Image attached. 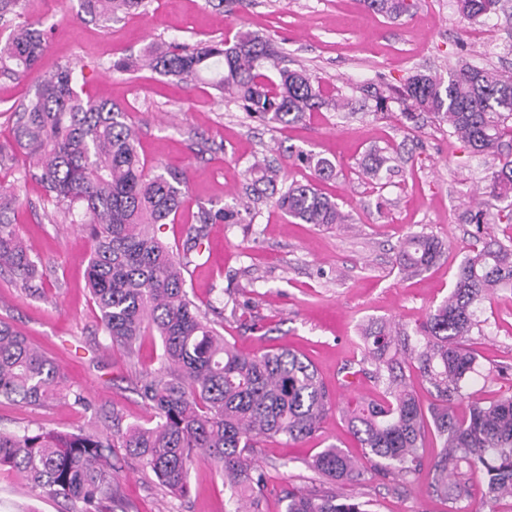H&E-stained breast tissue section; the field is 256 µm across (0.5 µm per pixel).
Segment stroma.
<instances>
[{
	"mask_svg": "<svg viewBox=\"0 0 512 512\" xmlns=\"http://www.w3.org/2000/svg\"><path fill=\"white\" fill-rule=\"evenodd\" d=\"M410 11L389 18L360 0H150L145 12L103 25L80 10L79 0H24L22 17L52 25L47 47L32 73L0 80V189L20 201L10 214L24 242L46 262L37 295L24 293L8 271L0 272V319L39 345L62 369L65 384L81 390L89 407L59 400L47 407L0 400V429L42 426L65 432H100L112 425L145 424L152 412L138 392L142 372L156 368L158 338L146 337L137 356L112 347L87 286L91 240L70 223L49 222L53 206L42 187L22 181L24 157L15 139L13 105L30 98L42 76L75 66L83 95L108 100L128 112L140 133L148 167L185 173L186 211L163 226L161 237L181 249L198 208H219L244 196L249 166L267 158L285 182L310 179L296 151L335 160L337 176L322 183L350 216L349 223L318 226L285 216L273 200L256 203L252 224H212L203 257L187 277L190 298L242 353L288 347L317 369L335 407L320 431L298 443L268 440L253 458L265 472L263 512H285L291 491L327 488L310 468L313 456L334 444L356 458L364 450L341 410L380 394L368 374L344 380V369L363 357L360 326L387 321L415 330L447 298L459 264L477 242L467 217L489 198L491 168L512 159V138L500 155L474 153L448 134L432 113L415 120L398 107L379 112L366 86L398 87L415 73L448 76L462 63L512 72V0L478 20H463L453 0H413ZM265 37L289 68H303L345 109L311 113L299 124L271 127L248 117L211 89L186 85L144 70L110 71L113 58L138 53L154 38L192 43L219 40L239 30ZM394 161L381 181L363 178L358 165L373 149ZM424 232L444 243L429 270L407 276L396 264L401 240ZM479 331L465 342L476 358L465 391L494 401L512 395V291H491L480 305ZM441 447L426 432L419 476L402 478L365 464L344 491L367 502L370 512H450L428 486ZM117 501L112 512H233L235 504L214 464L196 461L186 495L176 497L126 455L117 462ZM0 474V512H68Z\"/></svg>",
	"mask_w": 512,
	"mask_h": 512,
	"instance_id": "stroma-1",
	"label": "stroma"
}]
</instances>
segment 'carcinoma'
Segmentation results:
<instances>
[{"instance_id": "obj_1", "label": "carcinoma", "mask_w": 512, "mask_h": 512, "mask_svg": "<svg viewBox=\"0 0 512 512\" xmlns=\"http://www.w3.org/2000/svg\"><path fill=\"white\" fill-rule=\"evenodd\" d=\"M23 0H0V22L12 24L0 40V77L18 79L33 71L47 44L38 23L16 22ZM498 0H455L457 12L474 20L495 9ZM370 10L400 17L408 0H363ZM148 0H81L83 11L107 24ZM109 68L120 74L153 70L185 84H205L221 98H233L248 116L275 125L302 121L322 108L338 109L305 69L281 65L261 37L239 31L233 38L194 44L161 42L137 57H121ZM380 110L393 100L408 120L431 112L450 133L477 152L493 154L512 133V74L464 65L448 80L409 76L396 97L373 91ZM16 143L25 156L22 179L40 183L47 197L63 207L70 223L92 241L87 258L88 288L101 326L112 345L134 353L150 332L161 340L160 367L145 372L139 394L152 411V425L121 426L112 435L64 433L41 427L22 433L0 431V471L41 496L63 500L72 512H106L116 495L112 456L123 448L170 493H187L186 475L200 458L210 459L235 498L234 512H261L266 480L253 461L264 439L298 441L314 435L333 403L311 364L288 350L244 355L224 339L189 298L184 272L201 253L210 224H243L238 202L202 208L176 254L156 234L185 209L189 190L184 174L147 168L138 151L127 112L110 101L82 97L73 66L64 64L45 77L33 97L14 108ZM297 160L313 179L279 187V170L254 163L253 195L274 199L285 215L305 224H345L348 215L318 184L336 178V163L301 151ZM390 157L377 150L363 173L378 180ZM490 193L512 198V160L491 175ZM443 244L412 233L400 244L402 271L421 272L442 254ZM30 291L38 290L42 259L19 238L15 225L0 218V269ZM494 288H512V237L483 241L459 268L448 297L415 331L414 345L401 329L380 325L366 330L364 350L374 361V378L386 385L382 403L359 401L346 417L353 435L375 458V466L399 476L416 474L428 422L442 441L432 464V492L455 502L467 495L463 467L481 465L489 476L491 499L512 498V397L482 405L471 402L466 419L457 402L475 359L463 347L477 325L476 310ZM425 378L436 402L423 408L408 390L404 362ZM63 390L60 367L9 323L0 321V400L44 406ZM313 467L332 484L359 473L357 463L331 444L316 454ZM286 512H369L365 503L337 492H290Z\"/></svg>"}]
</instances>
